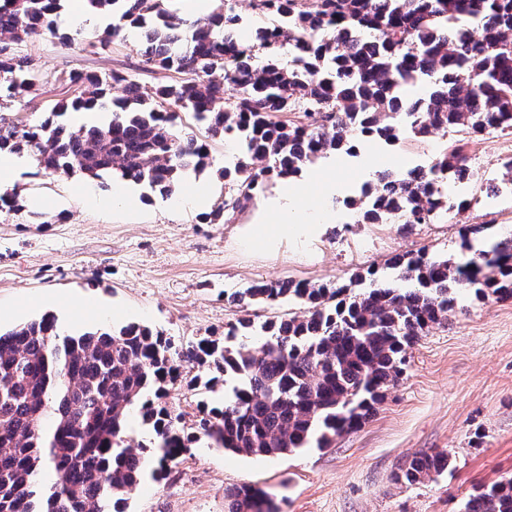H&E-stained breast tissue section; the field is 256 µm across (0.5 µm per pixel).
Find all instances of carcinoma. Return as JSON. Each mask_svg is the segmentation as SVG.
<instances>
[{
    "label": "carcinoma",
    "mask_w": 512,
    "mask_h": 512,
    "mask_svg": "<svg viewBox=\"0 0 512 512\" xmlns=\"http://www.w3.org/2000/svg\"><path fill=\"white\" fill-rule=\"evenodd\" d=\"M63 0H0V98L35 85L31 61L10 47L49 33L64 43L55 16ZM118 23L145 30L144 63L187 75L146 91L114 72L70 73L74 96L38 125L0 128V152L31 148L45 175L114 173L161 195L182 171L207 164L208 146L179 136L189 116L207 132L237 142L241 157L221 172L231 193L203 215L206 224L252 199L266 183L298 178L330 152L357 154L363 137L395 144L458 129L473 135L512 129V0H250L273 20L255 40L237 36L241 17L224 3L203 20L178 17L177 0H87ZM292 64L279 63L281 50ZM262 51L266 62H256ZM112 119L87 129L53 116L112 96ZM300 113L304 120H288ZM474 172L460 146L405 174L384 170L390 191H364L349 205L359 224H431L455 207L448 181ZM387 266L328 288L293 279L262 282L232 295L237 318L227 342L202 338L178 349L169 336L130 323L62 335L45 314L0 332V512H127L126 495L143 477L162 476L200 436L218 448L274 458L310 444L328 448L376 413L403 373L407 352L448 320L457 291L478 300L512 299V239L488 241L460 261L425 252L396 255ZM303 302L302 316L258 324L250 307ZM252 336L263 337L253 347ZM218 375L187 387L213 392L229 376L233 398L201 403L193 432L168 405L181 363ZM138 411L154 437L132 446L127 419ZM446 451L419 453L397 474L416 485L451 465ZM55 479L46 484L45 469ZM227 512H277L269 495L243 485L227 493ZM460 512H512V477L480 488Z\"/></svg>",
    "instance_id": "1"
}]
</instances>
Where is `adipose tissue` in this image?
Returning a JSON list of instances; mask_svg holds the SVG:
<instances>
[{
  "label": "adipose tissue",
  "mask_w": 512,
  "mask_h": 512,
  "mask_svg": "<svg viewBox=\"0 0 512 512\" xmlns=\"http://www.w3.org/2000/svg\"><path fill=\"white\" fill-rule=\"evenodd\" d=\"M335 190V184H323L309 199L295 183L285 184L276 196L264 200L256 222L247 227V242L274 251L282 240L314 235L327 221L324 200Z\"/></svg>",
  "instance_id": "1"
}]
</instances>
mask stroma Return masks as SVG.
<instances>
[{"label": "stroma", "mask_w": 512, "mask_h": 512, "mask_svg": "<svg viewBox=\"0 0 512 512\" xmlns=\"http://www.w3.org/2000/svg\"><path fill=\"white\" fill-rule=\"evenodd\" d=\"M78 0H64L57 18L70 45L48 35L16 43L34 63L38 80L0 108V121L40 124L50 104L67 95L71 72L117 71L142 87L170 85L180 76L151 67L141 56L143 34L100 45L104 31L72 23ZM459 145L474 178L449 184L453 201L469 200L433 224H360L346 199L375 187L377 171L404 173L432 163ZM512 133L481 137L448 132L393 145L365 142L357 155L337 154L336 165L314 161L304 175L333 179L332 217L311 240L288 241L268 252L243 238L260 205L252 200L226 224H204L197 211H175L168 197L140 186L137 201L109 206L111 177L49 176L27 164L12 188L23 199L17 213H0V329L54 312L63 333L136 322L190 346L223 339L235 319L230 295L259 281L282 278L333 287L368 267L383 268L397 253L421 250L460 259V230L488 224L495 239L512 237ZM498 192L487 196V179ZM208 367L185 365L169 402L193 428L200 402L215 405L232 384L191 390ZM449 451L451 466L417 485L396 481L405 462L422 452ZM512 476V299L457 295L447 323L435 326L408 351L405 370L361 428L328 448H302L262 458L211 447L199 439L166 478L148 479L129 493V512H224L226 490L243 484L265 490L278 512H459L476 488Z\"/></svg>", "instance_id": "35a3bbf8"}]
</instances>
